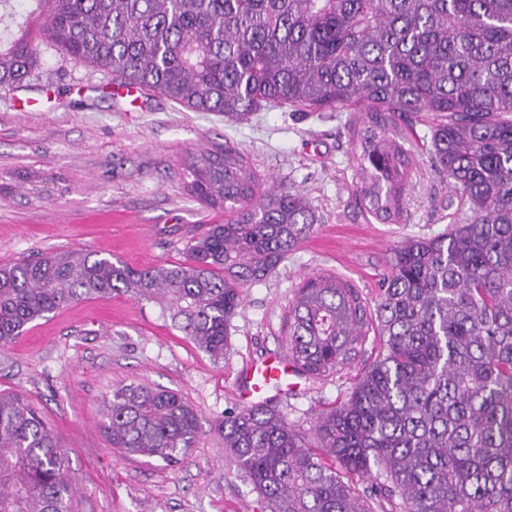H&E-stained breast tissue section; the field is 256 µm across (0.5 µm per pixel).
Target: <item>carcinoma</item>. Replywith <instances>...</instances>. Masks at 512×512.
<instances>
[{
  "instance_id": "1",
  "label": "carcinoma",
  "mask_w": 512,
  "mask_h": 512,
  "mask_svg": "<svg viewBox=\"0 0 512 512\" xmlns=\"http://www.w3.org/2000/svg\"><path fill=\"white\" fill-rule=\"evenodd\" d=\"M0 0V91L23 86L45 41L123 84L229 122L286 104L349 112L359 195L403 216L406 130L432 117L430 164L458 198L446 234L390 251L375 300L314 273L285 323L312 378L366 352L340 406L303 431L268 403L224 413V448L264 512H512V0ZM189 195L224 210L185 259L133 268L83 249L0 264V346L73 303L157 305L224 358L243 288L314 230L315 211L264 186L226 146L188 167ZM112 447L178 465L198 416L176 392L130 383L103 402ZM59 437L27 398L0 393V512H72Z\"/></svg>"
}]
</instances>
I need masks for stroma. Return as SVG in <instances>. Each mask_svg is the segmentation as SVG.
<instances>
[{
  "label": "stroma",
  "mask_w": 512,
  "mask_h": 512,
  "mask_svg": "<svg viewBox=\"0 0 512 512\" xmlns=\"http://www.w3.org/2000/svg\"><path fill=\"white\" fill-rule=\"evenodd\" d=\"M409 138L404 219L382 223L356 192L346 113L284 105L228 123L152 91L130 100L110 74L39 45L28 87L0 92V264L67 249L134 268L181 262L189 240L224 221L186 190L187 164L218 144L242 153L262 178L305 194L319 218L286 260L245 289L221 362L159 307L125 296L71 304L0 346V392L22 394L60 436L75 512H260L219 424L226 410L251 404L237 396L247 365L285 356L283 320L303 276L333 273L375 296L391 248L453 222L451 190L429 163V127L416 124ZM355 374L302 375L266 399L306 429L346 399ZM131 382L176 391L197 411L199 437L179 465L113 451L100 428L102 402Z\"/></svg>",
  "instance_id": "obj_1"
}]
</instances>
